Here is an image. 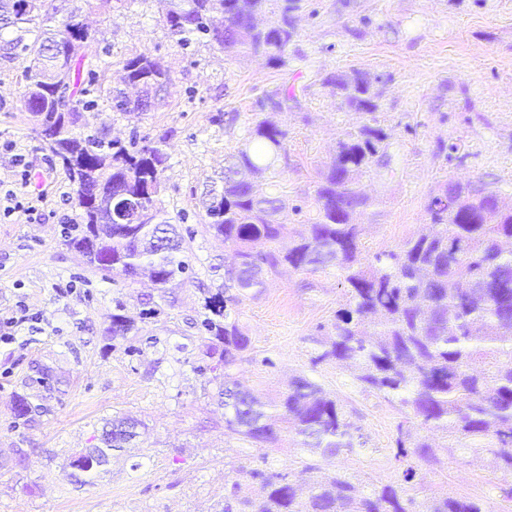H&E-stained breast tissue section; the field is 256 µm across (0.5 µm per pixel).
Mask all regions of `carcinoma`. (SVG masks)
Here are the masks:
<instances>
[{
	"label": "carcinoma",
	"instance_id": "carcinoma-1",
	"mask_svg": "<svg viewBox=\"0 0 512 512\" xmlns=\"http://www.w3.org/2000/svg\"><path fill=\"white\" fill-rule=\"evenodd\" d=\"M276 0H169L165 22L185 45L202 35L232 56L242 49L263 56L275 67L286 65V51L296 36L288 12L267 25L257 22ZM79 13L59 27L49 25L45 0H0V36L31 57L23 99L35 118L41 140L67 171L82 210L79 233L69 237L96 271L133 280L149 272L159 291L185 272V252L176 225L159 220V193L167 154L159 142L141 147L108 140L97 131L78 128L86 105L79 83L86 63L89 33H70ZM124 81L142 88L143 97L123 109L144 112L170 83L157 59L141 54L128 59ZM323 84L348 107L372 115L377 96L359 71L323 78ZM257 145H245L224 166L221 189L206 192L207 228L234 247L236 266L224 271V287L207 298L202 322L205 355L224 367L225 432L239 439L273 444L287 431L298 445L323 456L352 453L367 436L352 413L323 396L317 384L297 377L270 413L260 398L233 380L251 340L238 321L247 292L264 287L265 276L283 270L318 273L336 270L344 285L343 303L320 335L311 364L334 363L349 372L366 392L397 399L410 408L419 428L441 434L396 439V457L406 462L399 480L369 494L358 491L353 476L337 471L313 476L298 493L287 475L260 469L240 472L260 484L261 494L237 498L239 512H489L484 503L443 493L417 500V472L410 460L439 461L455 452L480 460L500 481L503 498L512 501V208L481 181L450 180L426 203L430 223L397 249L362 257V225L355 216L368 197L359 177L373 166L386 168L382 129L364 124L339 143L324 181L317 189L316 217L283 245L285 201L256 194L254 179L273 167L287 132L270 120L252 131ZM92 202L81 201V193ZM141 200L147 220H118L124 200ZM130 321L110 316L108 333L126 336ZM137 424L115 420L103 430L101 447L71 462L93 475L137 435Z\"/></svg>",
	"mask_w": 512,
	"mask_h": 512
}]
</instances>
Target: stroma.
Here are the masks:
<instances>
[{"label":"stroma","mask_w":512,"mask_h":512,"mask_svg":"<svg viewBox=\"0 0 512 512\" xmlns=\"http://www.w3.org/2000/svg\"><path fill=\"white\" fill-rule=\"evenodd\" d=\"M53 25L80 10L92 44L97 103L84 113L90 128L121 140H164L168 154L161 194L165 218L191 231L184 260L165 299L152 298L148 278L130 282L87 266L68 243L80 210L64 168L42 150L21 92L30 59L0 49V196L32 202L29 212L0 218V322L14 320V340L0 342V512H222L234 482L257 483L239 467L287 474L354 476L361 491L396 480L399 428L408 409L362 391L334 364L311 365L319 325L333 319L343 288L336 271L283 273L246 297L239 321L251 347L234 376L264 400H277L289 380L307 376L354 412L365 448L334 457L304 452L291 435L272 447L224 432L218 392L223 369L201 354L204 303L222 283L214 267L233 252L206 228L202 193L225 157L250 140L257 119L272 116L287 137L274 173L257 189L283 198L289 234L316 215V189L339 142L367 123L341 105L323 75L358 70L378 94L390 168L363 174L370 204L363 252L396 249L429 216L431 193L449 180H479L512 207V0H294L297 35L288 63L269 65L249 53L225 56L204 40L178 44L165 23L163 0H47ZM145 54L169 70L170 85L150 110L126 115L109 92L127 59ZM294 88L295 101L271 112L268 99ZM458 146L447 160L445 144ZM32 175L22 184L21 171ZM134 322L123 338L106 332L112 312ZM42 412L15 419L17 396L30 394L38 369ZM138 422L133 448L113 453L91 483L72 460L97 446L107 420ZM421 497L449 492L512 512L493 475L465 460L418 464Z\"/></svg>","instance_id":"stroma-1"}]
</instances>
